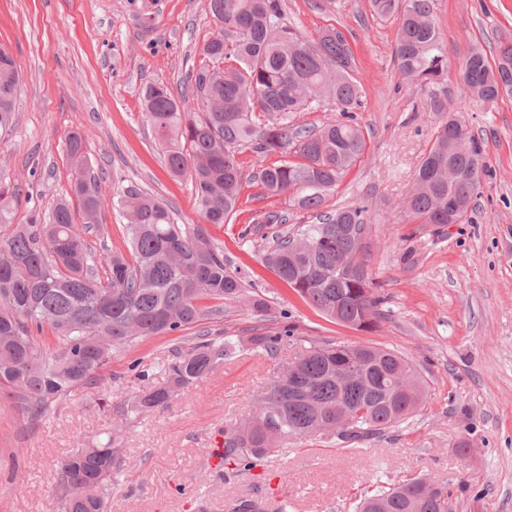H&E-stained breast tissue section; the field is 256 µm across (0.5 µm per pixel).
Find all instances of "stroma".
Segmentation results:
<instances>
[{"label": "stroma", "mask_w": 512, "mask_h": 512, "mask_svg": "<svg viewBox=\"0 0 512 512\" xmlns=\"http://www.w3.org/2000/svg\"><path fill=\"white\" fill-rule=\"evenodd\" d=\"M289 27L305 39L334 26L347 36L355 76L365 90L357 120L367 151L333 189L325 209L366 204L379 225L371 272L387 298L375 329L340 325L306 304L263 262L270 239L244 236L261 208L303 213L292 196L261 197L244 183L229 223L211 224V240L248 290L270 304L258 321L236 303L208 326L234 339L263 327L282 336L277 356L246 351L225 360L168 407L127 420L124 397L158 368L190 328L142 342L113 359L102 381L82 387L33 420L0 402V512H61L54 495L66 457L119 435L123 471L104 492L107 512H226L228 502L262 498L264 512H353L366 491L424 476L447 484L454 512H512V96L474 105L458 71L470 50L494 54L512 35V0H435L448 52V108L486 145L491 184L463 223H404L400 202L440 121L429 90L406 79L394 60L396 25L377 19L368 0H283ZM215 28L206 0H0V46L12 54L22 85L13 127L0 133V183L13 192L10 224L48 217L70 195L66 144L81 135L107 201L101 221L114 250H126L125 220L113 197L134 186L169 205L177 223L202 217L190 177L166 169L142 119L143 90L161 84L174 98ZM372 344L409 359L428 392L408 422L352 449L313 439L279 454L270 470L218 477L209 450L218 429L250 418L278 361L312 343ZM467 445L461 456L459 445Z\"/></svg>", "instance_id": "35a3bbf8"}]
</instances>
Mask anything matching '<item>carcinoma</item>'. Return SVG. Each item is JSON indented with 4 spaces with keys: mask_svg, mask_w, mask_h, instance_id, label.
<instances>
[{
    "mask_svg": "<svg viewBox=\"0 0 512 512\" xmlns=\"http://www.w3.org/2000/svg\"><path fill=\"white\" fill-rule=\"evenodd\" d=\"M434 0H369L373 14L397 24L395 60L409 80L429 89L428 105L448 113L441 88L448 55L436 25ZM216 29L203 44L201 62L185 74L188 93L172 97L151 84L144 91V119L175 176L188 175L205 224H177L171 210L131 187L118 207L128 253L112 251L100 223L104 195L90 169L84 142L69 137L74 164L71 195L82 213L75 223L70 202L60 201L44 224H16L0 240V399L42 418L74 390L96 385L114 354L138 342L224 317V301L239 302L257 317L266 299L250 295L210 241L206 225L224 224L238 211L243 183L260 184L266 197L295 195V205L315 220L297 233L278 235L264 259L291 290L336 323L369 329L385 317V297L370 272L374 218L364 204L322 210L323 192L366 153L363 128L353 114L364 90L354 77L355 58L344 33L325 27L308 41L285 23L282 0H207ZM463 91L479 105L512 95V40L498 42L490 63L474 48L461 66ZM19 74L0 48V129L14 122ZM330 103L343 119L320 128L289 121ZM250 149L280 160L245 175L238 155ZM484 143L460 117L443 119L422 157L403 201L409 224L448 223V203L462 222L483 186L492 180ZM288 215L261 210L250 235ZM99 241L92 250L89 236ZM106 278H101L99 270ZM55 346H46L43 329ZM281 336L246 339L256 353L277 354ZM238 343L203 330L173 349L166 382L123 400L125 418L169 405L185 388L204 381ZM360 358L367 375L361 390L348 389L341 371ZM427 395L425 379L401 355L371 345L313 344L282 362L257 396L258 413L224 427V475L264 467L280 449L315 437L359 447L410 418ZM347 419L349 430L336 434ZM122 467L115 435L83 448L58 469L55 495L62 512H104L101 491ZM448 487L419 477L385 486L357 501L355 512H446Z\"/></svg>",
    "mask_w": 512,
    "mask_h": 512,
    "instance_id": "carcinoma-1",
    "label": "carcinoma"
}]
</instances>
